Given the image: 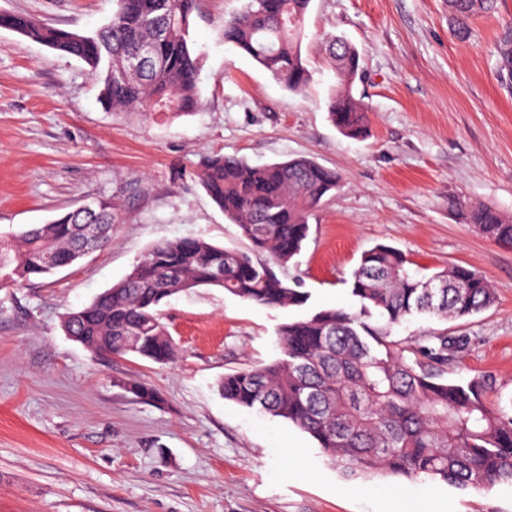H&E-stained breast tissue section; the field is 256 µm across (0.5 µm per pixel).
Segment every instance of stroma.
<instances>
[{
  "label": "stroma",
  "mask_w": 512,
  "mask_h": 512,
  "mask_svg": "<svg viewBox=\"0 0 512 512\" xmlns=\"http://www.w3.org/2000/svg\"><path fill=\"white\" fill-rule=\"evenodd\" d=\"M238 0H202L191 38L201 50L200 106L171 120L117 114L76 57L0 29V236L96 199L120 202L111 246L30 284L0 286V512H512V484L460 489L429 479L345 480L287 421L224 400V374L281 355L277 327L316 308L355 309L352 273L384 244L424 273L460 265L486 277L493 306L393 329L447 331L462 347L448 379L487 375L512 404V246L479 234L450 198L512 216V0L459 39L446 0H311L302 55L311 83L283 89L225 44ZM112 0H0V11L86 32ZM360 55L353 94L369 134L329 119L331 36ZM214 153L262 165L305 156L341 185L310 220L280 277L299 278L301 308H269L224 290L168 299L174 363L97 355L65 334V314L123 279L156 242L186 237L245 248L192 178ZM152 388L143 402L122 385Z\"/></svg>",
  "instance_id": "35a3bbf8"
}]
</instances>
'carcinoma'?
<instances>
[{
  "label": "carcinoma",
  "instance_id": "obj_1",
  "mask_svg": "<svg viewBox=\"0 0 512 512\" xmlns=\"http://www.w3.org/2000/svg\"><path fill=\"white\" fill-rule=\"evenodd\" d=\"M112 19L94 32L44 26L0 12V29L84 61L102 83L101 101L112 112L169 118L196 111L201 53L190 29L200 0H113ZM224 19V43L265 68L286 90L310 84L302 57L311 0H240ZM492 0H448L458 33ZM327 51L336 88L329 98L332 123L346 136L367 135L368 116L351 92L358 70L355 48L340 37ZM212 202L238 228L250 250L203 238L161 241L131 271L89 305L70 311L63 331L95 354L134 353L166 365L177 356L158 306L199 287L222 288L266 307H303L298 280L280 278L258 258L291 263L309 234V218L341 182L340 174L309 158L253 165L224 154L209 156L194 174ZM464 222L486 238L512 245V217L482 203L458 202ZM115 199L79 207L10 237H0V281L23 285L74 265L89 248L112 244ZM87 224L105 235L91 242ZM224 268V280L215 278ZM359 308L316 309L276 331L282 357L227 373L218 384L225 400L281 418L312 437L347 479L397 476L431 479L457 488L512 484V414L488 401L484 376L451 381L455 342L443 332L416 338L412 356L391 339L392 327L415 314L442 320L491 307L494 289L481 274L451 266L421 275L399 250L377 245L352 274ZM136 398L156 393L140 382L126 385Z\"/></svg>",
  "mask_w": 512,
  "mask_h": 512
}]
</instances>
